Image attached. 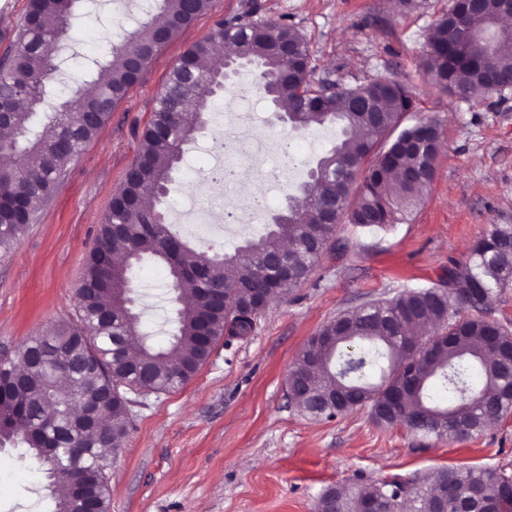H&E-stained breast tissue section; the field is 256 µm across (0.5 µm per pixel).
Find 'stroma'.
Returning a JSON list of instances; mask_svg holds the SVG:
<instances>
[{
	"instance_id": "obj_1",
	"label": "stroma",
	"mask_w": 512,
	"mask_h": 512,
	"mask_svg": "<svg viewBox=\"0 0 512 512\" xmlns=\"http://www.w3.org/2000/svg\"><path fill=\"white\" fill-rule=\"evenodd\" d=\"M451 0H421L400 11L390 0H214L212 10L180 32L143 72L109 120L69 165L55 195L0 258V355L76 318L75 290L113 194L136 159L141 135L176 59L208 35L219 18L253 12L265 22L288 19L308 43L314 75L340 85L383 76L416 96L406 123L435 121L442 148L436 176L405 221L383 227L340 222L308 280L273 301L247 337L217 344L183 387L136 395L122 453L109 462V512H315L331 487L442 467L475 466L512 473V413L481 435L456 441L419 437L403 426H376L369 407L332 419L305 415L288 397L286 378L310 336L343 312L404 290L439 286L449 259L465 261L490 225L512 218V89L478 103L431 90L422 67L427 39ZM155 0H81L64 66L55 83L67 97L72 78L91 79L119 34L155 11ZM233 119L240 142L288 141L314 162L335 143L336 127L288 133L271 124L260 95L238 102L214 96L208 122L186 154L167 197V221L193 244L231 252L260 236L237 187L212 181L211 150ZM305 174L272 181L257 165L248 182L268 215L285 205V188ZM217 202L239 223L201 230L192 206ZM138 308L154 345L174 328L166 269L145 257L130 271ZM38 463L24 448H0V512H54Z\"/></svg>"
}]
</instances>
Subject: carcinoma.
I'll list each match as a JSON object with an SVG mask.
<instances>
[{
  "label": "carcinoma",
  "instance_id": "cac0c4a2",
  "mask_svg": "<svg viewBox=\"0 0 512 512\" xmlns=\"http://www.w3.org/2000/svg\"><path fill=\"white\" fill-rule=\"evenodd\" d=\"M213 0H157V17L143 21L112 47L94 80L93 115L46 113L42 130L33 126L44 103L45 82L58 70V53L74 15V0H28L0 59V101L10 107V127L23 137L21 152L0 164V256H8L38 212L53 197L68 165L108 121L140 80L129 62L147 68L181 31L210 11ZM501 0H484L473 16L458 3L430 33L424 68L442 93L477 100L490 93L489 73L512 75V29L502 24ZM230 42L240 58L257 68L254 90L275 99L294 131L312 125L339 128L341 137L308 171L299 195H287L279 221L231 253L197 249L172 225L156 217L186 147L199 132L197 118L210 112L215 69L204 65L218 43ZM288 52H283V46ZM307 43L286 21L267 23L249 15L216 21L213 31L192 44L173 65L141 136L137 158L123 188L110 203L75 294L77 320L33 336L0 360V447L29 448L49 481L55 512H109L107 462L122 452L131 420L128 394L144 387L170 392L190 381L224 338L250 335L269 294L286 297L311 274L346 219L362 227L396 224L424 197L441 149L438 125L403 124L415 97L403 83L376 77L339 86L313 79ZM401 178L399 191L391 182ZM336 198L331 223L319 222L318 204ZM151 200L143 205V199ZM290 244V268L263 265ZM123 245L120 259L115 246ZM148 255L168 271L178 304L175 332L165 347L132 308L130 269ZM195 287L192 301L184 285ZM512 286V224H493L473 244L466 261L448 260L440 288L402 291L343 313L310 337L288 371L309 382L298 406L319 418L342 414L338 402L364 401L382 427L459 440L483 432L512 412L504 398V367L512 333L493 316V297ZM431 325L419 339L415 330ZM320 336L332 342L318 341ZM140 344L128 355L129 342ZM430 353L418 356L423 344ZM387 374L371 382L376 360ZM34 378L20 381L16 369ZM448 393V404L431 391ZM97 409L95 421L73 422L77 406ZM65 480H59V476ZM451 487L447 512H512V475L483 467L443 468L408 478L394 475L322 494L331 512H437L434 490Z\"/></svg>",
  "mask_w": 512,
  "mask_h": 512
}]
</instances>
